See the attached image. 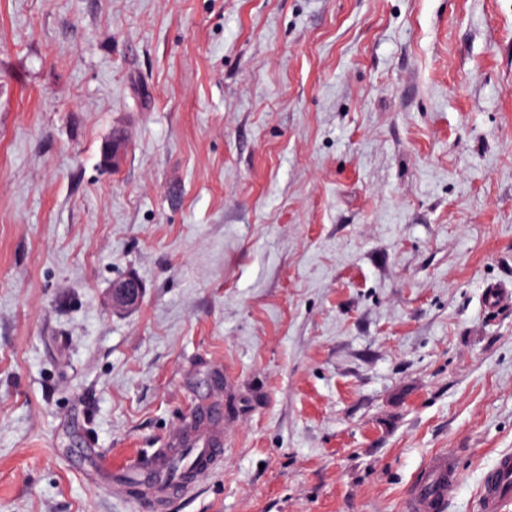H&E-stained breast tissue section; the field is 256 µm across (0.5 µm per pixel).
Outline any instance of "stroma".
<instances>
[{
	"instance_id": "stroma-1",
	"label": "stroma",
	"mask_w": 512,
	"mask_h": 512,
	"mask_svg": "<svg viewBox=\"0 0 512 512\" xmlns=\"http://www.w3.org/2000/svg\"><path fill=\"white\" fill-rule=\"evenodd\" d=\"M493 283L512 0H0V512H403L442 451L478 512ZM212 399L220 461L131 497ZM142 296V288L134 279H126L112 285L110 300L116 311H128L135 308Z\"/></svg>"
}]
</instances>
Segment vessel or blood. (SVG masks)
Wrapping results in <instances>:
<instances>
[{
  "label": "vessel or blood",
  "mask_w": 512,
  "mask_h": 512,
  "mask_svg": "<svg viewBox=\"0 0 512 512\" xmlns=\"http://www.w3.org/2000/svg\"><path fill=\"white\" fill-rule=\"evenodd\" d=\"M167 446L187 448L192 458L215 461L224 449V426L218 406L209 405L189 424L179 426L167 439ZM143 484L161 488L163 493L184 491L194 484L193 479L174 481L156 466L142 469ZM458 482V471L452 455L442 452L432 455L420 476L414 481L405 500L406 512H441L449 490ZM512 497V456H502L489 474L478 495L479 512H505L506 502Z\"/></svg>",
  "instance_id": "1"
}]
</instances>
